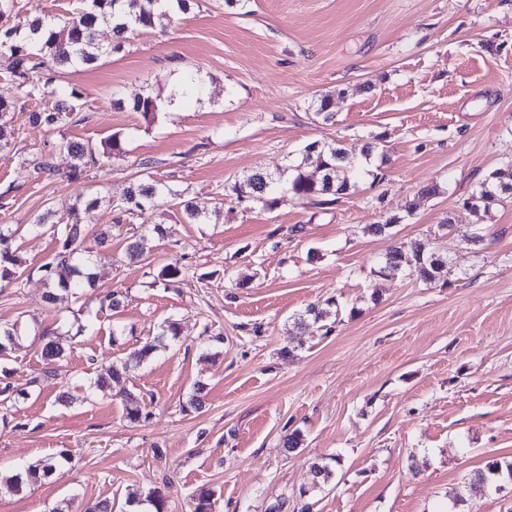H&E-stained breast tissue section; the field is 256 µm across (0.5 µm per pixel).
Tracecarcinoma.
<instances>
[{
	"label": "carcinoma",
	"mask_w": 512,
	"mask_h": 512,
	"mask_svg": "<svg viewBox=\"0 0 512 512\" xmlns=\"http://www.w3.org/2000/svg\"><path fill=\"white\" fill-rule=\"evenodd\" d=\"M193 0H82L83 6L65 19L55 20L49 16L19 20L0 30V68L15 87L17 96L28 100H37L43 106L30 112L29 120L35 126L47 131L63 127L72 112L77 110L82 94L73 87L59 84L52 76L57 69L87 66L95 63L106 50L119 51L132 36L155 27L156 20L168 17L179 11L185 13L191 9ZM108 26L112 30V45L104 48L97 40V30ZM201 77L188 73L167 97L168 104L176 100L200 95L204 92ZM315 115L324 121L334 119L336 98L332 94H323L313 101ZM13 107V101L0 97V152L10 149L13 131L3 120ZM160 98L147 93L139 95L130 103V109L149 117L159 111ZM57 147L70 155L76 163L70 171V178L80 177L83 168L91 165L110 163L124 155L125 149L119 135L108 138L101 149L79 141L60 140ZM140 166L145 170L146 179L128 187L120 202L113 206L116 211L114 224L101 230L94 236V245L87 244L88 233L79 224H66L57 230L58 249L52 259L37 268L45 280L48 291L46 299L55 301V290L73 288L95 289V272L99 256L112 238V231H120L125 224L148 209L160 208L168 204L170 191L161 183L149 178L147 170L151 163L144 161ZM321 171V178L312 181L306 169ZM361 166L350 156L347 149L336 144H318L313 141L305 145L298 156L289 164L287 179L275 177L269 173L256 171L243 180L234 183L230 192L239 202L245 200L262 210H272L279 201L278 194L288 193L298 200L318 197L346 195L357 188V177ZM507 173L496 170L479 183L471 196L478 201L470 209L478 211L488 209L500 201L503 196H512V180L506 179ZM179 212L189 224H208L219 220L220 208L209 211L198 206L191 198L181 197L177 202ZM159 231V225L153 230L144 229L133 238L126 247L131 258L146 256L151 249V232ZM20 227L0 224V278L15 275L12 266L16 265L19 246ZM408 271V275L432 283L448 276V259L436 253H428L421 246L408 254L401 244L388 248L382 257L381 271ZM186 273L179 263H169L163 267L160 276L165 287L170 288ZM18 329L12 324H0V356H6L16 346ZM179 338L178 323L175 319L164 322L162 331L155 341L131 351L126 358L109 366L108 374L100 376L93 385L104 388L109 381L118 380L129 370L143 363L162 344L165 337ZM65 357V350L54 340H43L41 358L43 360V379H53L58 375V363ZM69 462L68 450L45 456L28 464L11 475L4 476L6 484L19 487L24 483L38 482L49 478ZM474 479L480 484L496 485L504 481L512 482V463L490 462L485 469L478 470Z\"/></svg>",
	"instance_id": "1"
}]
</instances>
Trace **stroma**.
<instances>
[{"label":"stroma","mask_w":512,"mask_h":512,"mask_svg":"<svg viewBox=\"0 0 512 512\" xmlns=\"http://www.w3.org/2000/svg\"><path fill=\"white\" fill-rule=\"evenodd\" d=\"M59 82L83 94L58 131L33 127L35 102L7 116L14 147L0 153V222L26 225L53 208L52 223L25 235L20 279L0 280V323L17 325L19 346L0 358V472L66 449L52 479L0 487V512H51L107 499L124 505L158 491L168 512H192L200 489L214 512H512V484H472L474 471L512 459V198L478 213L462 202L490 172L512 164V0H196L187 13ZM187 72L201 99L161 106L152 119L113 108L149 91L167 95ZM336 97V117L311 100ZM120 135L126 153L69 180L59 139L92 146ZM384 153L380 180L329 205L282 196L270 211L227 191L247 174H279L306 144ZM49 156L54 174L27 161ZM199 206L223 203L217 224H186L175 211H148L113 235L97 266L96 290L125 297L119 311L59 292L44 300L35 270L56 251L57 226L88 234L112 224L111 200L140 175ZM435 196L417 199L428 184ZM101 193L93 213L82 194ZM417 199L413 215L404 205ZM399 217L394 239L367 225ZM453 222L450 235L441 226ZM157 224L149 258L129 260L127 238ZM481 244H473L474 232ZM447 254L446 278L425 283L380 275L391 242ZM187 269L164 287L163 266ZM338 312L325 326H298L309 304ZM178 340L110 388L89 382L153 341L167 319ZM67 349L56 379L41 380V337ZM290 357H283V350ZM205 405L188 403L195 382ZM72 400L59 401L60 392ZM149 416L133 423L124 398ZM300 431L295 451L282 446ZM338 458L331 482L310 483L313 463ZM308 489L300 498V489Z\"/></svg>","instance_id":"obj_1"}]
</instances>
